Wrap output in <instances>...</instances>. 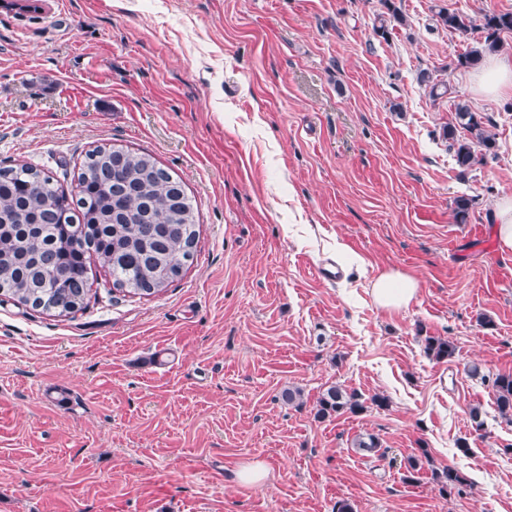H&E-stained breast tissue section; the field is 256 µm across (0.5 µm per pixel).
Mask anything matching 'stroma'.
<instances>
[{
    "label": "stroma",
    "instance_id": "stroma-1",
    "mask_svg": "<svg viewBox=\"0 0 512 512\" xmlns=\"http://www.w3.org/2000/svg\"><path fill=\"white\" fill-rule=\"evenodd\" d=\"M396 2L384 39L381 0H0V167L69 191L88 151L122 145L200 217L159 294L112 291L94 262L82 311L0 300V512H512V423L467 372L512 373V254L489 221L512 195V94L458 66L480 31L435 23L512 0ZM458 101L495 123V158L467 171L441 137ZM328 258L341 280L319 279ZM389 269L420 282L390 312L371 295ZM161 347L174 362L150 367ZM335 384L367 410L316 419ZM365 433L384 456L352 448ZM255 461L265 480L241 483ZM449 468L467 484L445 496ZM436 25L448 30L451 33L467 35L471 30L476 29L473 20L461 13L448 12L446 9H439L435 15Z\"/></svg>",
    "mask_w": 512,
    "mask_h": 512
}]
</instances>
